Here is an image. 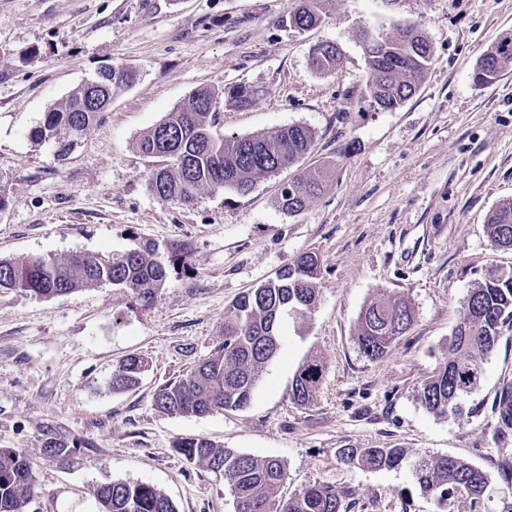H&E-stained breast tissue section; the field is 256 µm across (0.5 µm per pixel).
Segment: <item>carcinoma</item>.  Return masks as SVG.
Instances as JSON below:
<instances>
[{"label":"carcinoma","mask_w":512,"mask_h":512,"mask_svg":"<svg viewBox=\"0 0 512 512\" xmlns=\"http://www.w3.org/2000/svg\"><path fill=\"white\" fill-rule=\"evenodd\" d=\"M321 2L303 0L291 22L307 28L317 25ZM367 51L366 98L383 111L397 109L416 93L433 60L429 41L415 25L372 39ZM338 61L336 47L328 42L311 49L310 66L316 73H334ZM510 66L512 42L506 45L500 40L481 57L473 82L478 86L490 84ZM135 79L130 69L118 80L111 70L99 72L92 83L81 84L60 107L46 113L37 136L56 145L59 159L66 158L109 107L110 98ZM215 98L209 89L192 93L138 139L139 152L159 160L149 186L160 200L191 203L202 187L245 194L257 177L274 175L311 152L315 135L303 125L252 136L219 134L208 121ZM322 187L321 171H309L282 187L279 204L283 210L297 213ZM486 229L495 245L512 247V201L491 211ZM179 259L178 253H161L150 243L116 254L74 253L63 261L46 256L0 259V288L51 297L110 284L128 290L148 307L165 287L168 267ZM319 272L316 254L303 253L275 280L242 294L224 313L223 341L179 379L159 386L153 394L155 408L166 415L200 417L246 407L265 367L281 348L282 324L287 320L304 323L315 306ZM412 319L407 300L385 295L374 298L359 317L360 350L371 360L383 357ZM506 326L512 327V275L490 270L470 290L465 315L443 352V364L420 390L419 399L427 412L446 415L461 410L462 401L478 388L483 360L497 346ZM148 370L146 358L127 357L112 377V389L137 387ZM321 371L315 360L297 370L292 384L294 400H309ZM80 446L77 440L70 443L51 438L44 453L67 462L79 453ZM175 450L187 462L224 476L234 512H343L345 493L329 484H315L286 500L276 499L275 491L286 479L285 465L278 458L235 453L204 437L181 439ZM338 456L348 465L368 470L395 469L405 459L400 448H340ZM413 472L420 490L437 499L441 512H451L455 502L466 504L467 512H487L489 478L473 464L449 456L421 458L413 465ZM38 490L34 464L28 456L16 448H0V512H28ZM92 495L99 512H177L164 491L150 483L113 480L94 487Z\"/></svg>","instance_id":"carcinoma-1"}]
</instances>
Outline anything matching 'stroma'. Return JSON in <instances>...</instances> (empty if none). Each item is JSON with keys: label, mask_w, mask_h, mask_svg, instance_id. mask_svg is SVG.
Listing matches in <instances>:
<instances>
[{"label": "stroma", "mask_w": 512, "mask_h": 512, "mask_svg": "<svg viewBox=\"0 0 512 512\" xmlns=\"http://www.w3.org/2000/svg\"><path fill=\"white\" fill-rule=\"evenodd\" d=\"M298 4L0 0V259L62 260L145 242L185 254L148 309L112 285L54 297L0 290V448L34 463V512H98L90 491L112 480L152 484L178 512H234L223 477L176 453L189 436L279 458L287 479L277 498L330 484L346 491L347 512H440L414 479L421 457L482 469L489 512L512 489L502 471L512 426L499 405L512 386V328L462 415L429 414L418 399L474 283L490 268L512 270V249L486 232L489 212L512 200V69L487 86L472 80L481 56L512 33V0H323L321 24L304 32L290 25ZM406 24L430 42L431 67L402 106L371 108L360 34ZM320 41L340 51L328 76L309 65ZM116 65L134 69L136 82L58 159L36 136L46 112ZM234 85L257 96L243 110L217 103L218 132L303 125L315 134L311 154L246 194L206 188L189 205L161 201L149 187L157 161L138 151V138L194 91ZM315 167L327 171L321 194L300 212L282 210L280 187ZM305 252L321 260L319 299L304 327L284 325L249 405L202 417L157 412L156 388L213 352L231 304ZM384 292L407 299L414 319L373 361L356 328ZM130 354L150 369L137 389L113 391ZM313 359L322 377L301 404L292 381ZM51 437L83 442L73 466L44 456ZM341 448H401L406 457L367 470L343 463Z\"/></svg>", "instance_id": "1"}]
</instances>
